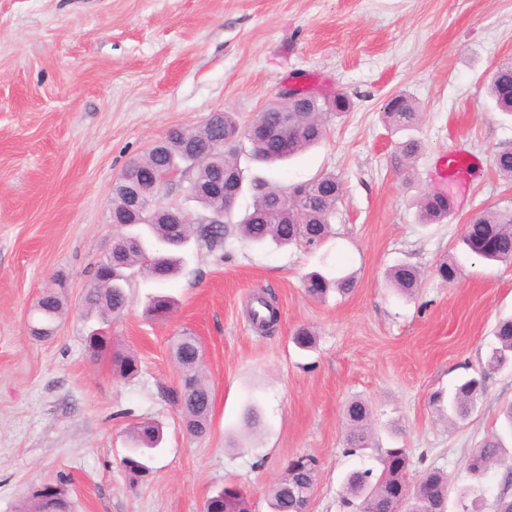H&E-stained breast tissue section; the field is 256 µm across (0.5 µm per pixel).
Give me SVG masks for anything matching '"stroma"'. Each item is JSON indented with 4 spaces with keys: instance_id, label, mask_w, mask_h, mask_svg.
I'll use <instances>...</instances> for the list:
<instances>
[{
    "instance_id": "1",
    "label": "stroma",
    "mask_w": 512,
    "mask_h": 512,
    "mask_svg": "<svg viewBox=\"0 0 512 512\" xmlns=\"http://www.w3.org/2000/svg\"><path fill=\"white\" fill-rule=\"evenodd\" d=\"M507 59L512 0H0V512L62 474L73 512H204L227 486L251 512H270L272 485L302 456L318 464L311 512H347L345 474L378 468L390 447L409 449V482L448 474L447 512H494L505 467L475 480L466 460L512 402V367L485 369L497 321L512 317V263L484 262L460 238L475 212L512 205V182L492 165L512 148V116L486 90ZM301 74L316 94H346L350 111L293 160L259 165L244 139L238 162L244 182L283 188L339 176L331 235L315 247L237 237L220 253L190 247L168 287L171 317L146 315L152 287L134 277L127 310L107 327L110 351L92 356L85 338L100 321L81 297L118 233L112 189L127 161L215 112L249 124ZM400 92L419 106L408 130L383 117ZM410 137L422 150L408 165L398 144ZM451 149L478 159L480 175L445 223H421L415 201L441 188L436 161ZM446 257L461 268L452 284L435 274ZM399 263L421 272L415 297L387 281ZM315 270L356 287L312 299L303 281ZM59 274L65 311L52 336L35 338L32 306ZM261 290L279 309L267 335L246 316ZM300 326L314 332L312 349L294 345ZM186 332L203 344L212 394L200 438L175 400L172 347ZM115 349L138 357L135 378L113 375ZM480 371L482 398L448 425L431 395ZM354 397L374 419L360 456L342 446ZM250 405L264 419L255 433L242 426ZM140 421L159 424L163 442L133 484L121 460Z\"/></svg>"
}]
</instances>
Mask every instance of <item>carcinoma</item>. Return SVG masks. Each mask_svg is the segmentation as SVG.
Here are the masks:
<instances>
[{"instance_id":"carcinoma-1","label":"carcinoma","mask_w":512,"mask_h":512,"mask_svg":"<svg viewBox=\"0 0 512 512\" xmlns=\"http://www.w3.org/2000/svg\"><path fill=\"white\" fill-rule=\"evenodd\" d=\"M490 96L502 112H512V61L496 66L488 80ZM351 108L350 99L343 93L323 97L305 91L284 92L271 102L255 119L267 125L270 133L249 140L254 161L270 165L286 161L321 142L327 132L328 119ZM288 114V132L279 130L278 116ZM388 124L406 128L416 124L420 117L418 106L411 96L398 93L389 98L384 107ZM240 124L232 112L215 113L205 126L196 131L173 130L159 147L129 163L136 165L145 178H158L178 169L188 177L189 185L197 189L193 200L204 211L218 202L200 193L218 176H224V188L232 194H241L243 183L236 161V153L212 149L218 134L226 136L239 132ZM498 175L512 181V149L497 151L492 160ZM253 203L243 218L232 223L229 217L234 208L224 206L222 224H182L180 218L164 211L156 195L157 187L144 184L139 192L143 207L151 212L149 219L128 209L124 196L113 191L112 223L123 229L112 244V256L104 257L91 268L89 288L82 295L87 313H98L104 318L117 317L129 303L125 288L126 270L136 269L143 278L156 284L175 277L181 271L184 254L190 243L201 244L211 250L224 249L226 239L236 235L240 239L277 246L304 244L315 246L331 231V220L336 214L342 186L336 174L327 172L304 182L291 184L282 190L264 181L251 185ZM416 206L425 224H439L452 213L451 195L445 192H424ZM462 243L476 256L493 262H512V208H488L475 214L465 224ZM436 274L446 282L461 275L457 264L444 259L436 266ZM391 285L407 296L415 295L420 287L418 270L409 264L395 266L389 272ZM306 292L320 299L329 289L342 294L354 288L351 278L329 279L320 272L308 275ZM174 307V300L165 294L153 295L147 312L154 318L165 319ZM64 303L60 293L50 291L34 307L39 328H52L63 314ZM249 316L259 328L268 331L275 321V310L266 293L253 296ZM496 344L488 358L487 369L495 370L512 363V319L500 321L494 330ZM175 358L181 369L180 411L186 426L194 436L207 433L212 396L202 379L201 363L190 334L179 337ZM113 369L123 378L134 376L139 370L138 359L130 353H112ZM483 393V378L471 377L459 384L443 405V396L433 397V404L450 421L466 420ZM502 429L488 436L481 447L467 458V471L473 477L484 475L499 464L505 453L504 439L512 437V402L501 408ZM372 410L362 399L350 400L344 411L346 433L344 451L355 455L369 447ZM243 425L256 431L263 426V418L254 406L242 414ZM131 448L122 464L132 481H139L150 473L148 452L156 449L162 439L160 429L151 422H139L129 431ZM409 463L408 449L386 448L381 454L382 468L375 475L369 469L350 471L343 482L342 501L354 512H397L408 506V512H445L448 500V476L438 470L426 472L411 487H405ZM316 479V463L311 458H298L289 463L286 475L270 490L271 512H302L303 496L311 493ZM206 512H249L245 497L236 489L227 487L212 495Z\"/></svg>"}]
</instances>
